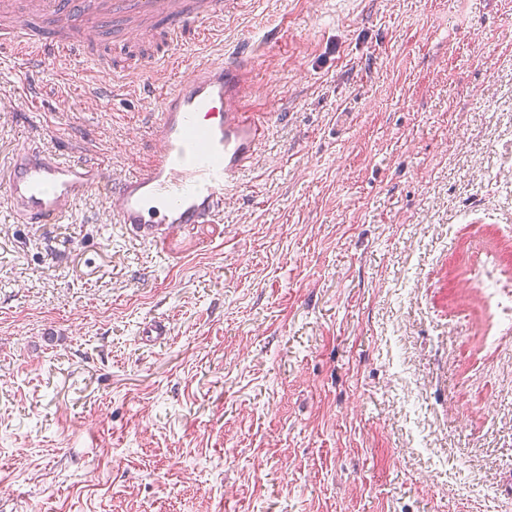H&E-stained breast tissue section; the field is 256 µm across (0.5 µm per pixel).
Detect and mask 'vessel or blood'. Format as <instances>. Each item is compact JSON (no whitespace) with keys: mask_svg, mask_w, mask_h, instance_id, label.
Masks as SVG:
<instances>
[{"mask_svg":"<svg viewBox=\"0 0 512 512\" xmlns=\"http://www.w3.org/2000/svg\"><path fill=\"white\" fill-rule=\"evenodd\" d=\"M92 4L37 0L38 12L57 26L47 30L23 21L10 31L23 47L16 64L25 78L64 53L73 63H85L83 42H62L59 32L82 23L87 36H94L87 24ZM101 8L112 16L113 41L125 47L146 37L147 23L163 24L159 63L174 61L177 50L224 20V0H103ZM186 69L173 88L143 85L157 107L146 114L153 152L136 174L114 179L94 156L71 161L32 143L17 149L0 170V194L17 223H61L94 191L105 199L108 222L124 225L140 240L166 238L185 224L215 223L264 138L267 120L255 109L259 93L250 56L199 57Z\"/></svg>","mask_w":512,"mask_h":512,"instance_id":"1","label":"vessel or blood"}]
</instances>
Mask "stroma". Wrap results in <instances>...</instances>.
<instances>
[{"label":"stroma","instance_id":"stroma-1","mask_svg":"<svg viewBox=\"0 0 512 512\" xmlns=\"http://www.w3.org/2000/svg\"><path fill=\"white\" fill-rule=\"evenodd\" d=\"M111 43L36 103L0 46L1 164L141 170L157 104L95 102L144 69ZM247 50L269 128L217 223L0 198V512H512V324L477 285L512 290V0H236L180 55Z\"/></svg>","mask_w":512,"mask_h":512}]
</instances>
